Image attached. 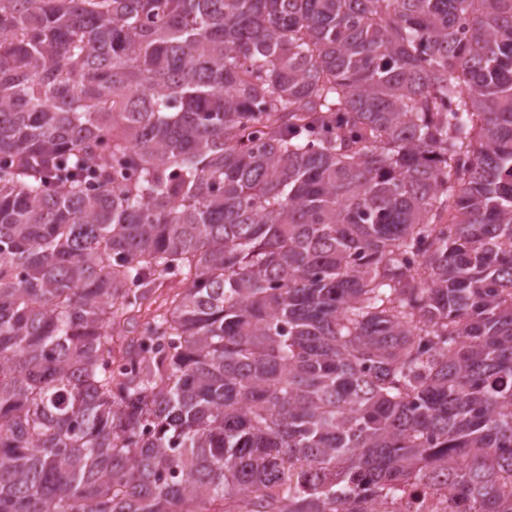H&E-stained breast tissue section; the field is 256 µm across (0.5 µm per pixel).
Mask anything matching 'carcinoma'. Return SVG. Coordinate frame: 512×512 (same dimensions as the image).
Here are the masks:
<instances>
[{
    "instance_id": "carcinoma-1",
    "label": "carcinoma",
    "mask_w": 512,
    "mask_h": 512,
    "mask_svg": "<svg viewBox=\"0 0 512 512\" xmlns=\"http://www.w3.org/2000/svg\"><path fill=\"white\" fill-rule=\"evenodd\" d=\"M412 482L512 512V0H0V512Z\"/></svg>"
}]
</instances>
